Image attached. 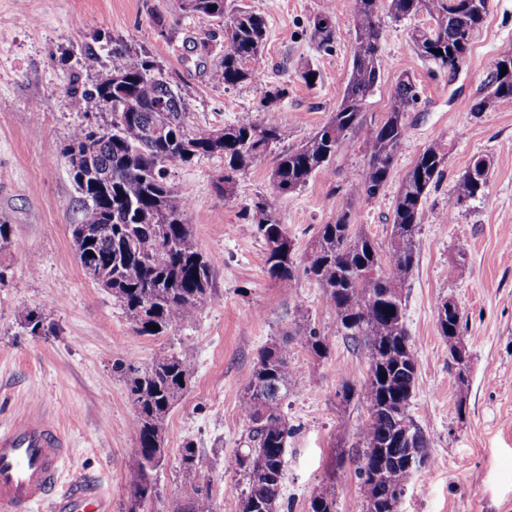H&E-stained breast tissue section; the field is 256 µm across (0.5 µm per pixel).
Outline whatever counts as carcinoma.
I'll return each mask as SVG.
<instances>
[{
	"mask_svg": "<svg viewBox=\"0 0 512 512\" xmlns=\"http://www.w3.org/2000/svg\"><path fill=\"white\" fill-rule=\"evenodd\" d=\"M228 0H180L183 12L224 26V56L211 71L218 85L233 87L254 77L248 64L258 59L267 42L264 15L227 9ZM387 6L396 20L420 13L432 27L415 33L409 47L441 69L448 60L467 61L470 41L489 14L490 0H350L355 34L352 69L342 99L330 120L299 147L278 155L271 172L276 197L254 202L249 220L264 243L270 278L284 286L294 280L293 242L281 224L276 198L306 185L317 172H328L337 148L348 135L365 131L367 167L351 180L349 193L369 201L379 197L392 175L398 151L409 129V112L419 91L410 76L400 79L389 111L379 121H367V99L381 79L384 37L379 13ZM311 39L320 50L336 43L334 12L313 19ZM486 94L471 111L482 112L497 102L512 101V73L495 68ZM91 97L105 111L104 124L74 128L64 148L71 176L80 194L83 217L72 225L81 267L91 264L94 282L105 287L124 308L143 336H158L170 326L194 321L210 299L214 274L198 248L192 225L186 221L188 195L168 181L169 172L200 157L224 158L217 192L227 195L237 178L262 161L281 140L272 121L242 119L217 130L190 128L186 104L169 75L149 56L112 46L110 68ZM447 153L431 143L405 173L391 215L387 249L355 230L358 216L343 209L331 224L319 227L306 272L322 288L336 322L368 359L360 392L368 417L360 431L362 450L357 473L366 512H393L415 471L409 455L427 460L429 441L409 414L417 377V360L405 324L402 285L415 264L423 201L442 175ZM491 161L471 159L450 197V213L482 200L489 186ZM159 330H153V327ZM440 335L448 339L454 362L461 321L437 317ZM310 354L323 358L327 345L315 331L299 334ZM297 375L288 347L273 344L258 358L243 398V411L253 424L250 445L237 458L248 487L241 512H280L286 479L284 456L289 434L283 402ZM126 384L136 408L130 453L138 461L137 478L129 490V512H148L156 498L153 471L145 462L166 454L163 423L186 384L183 362L161 355L143 367L125 369ZM410 422V442L399 439V423ZM181 481L193 490L186 512H215L211 487L201 471L196 450L185 445L179 466ZM309 512H335L326 491L312 497Z\"/></svg>",
	"mask_w": 512,
	"mask_h": 512,
	"instance_id": "1",
	"label": "carcinoma"
}]
</instances>
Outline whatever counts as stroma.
<instances>
[{
  "label": "stroma",
  "instance_id": "stroma-1",
  "mask_svg": "<svg viewBox=\"0 0 512 512\" xmlns=\"http://www.w3.org/2000/svg\"><path fill=\"white\" fill-rule=\"evenodd\" d=\"M232 3L264 15L268 35L252 64L253 79L226 89L210 77L224 54L222 28L185 14L178 0H0V224L11 229V246L0 252V423L30 409L56 416L72 443L62 484L80 477L105 493L109 512H128L138 471L130 453L135 406L115 366L175 355L189 381L164 424L167 458L155 472L159 494L152 510L179 512L191 498L178 477L189 444L210 481L216 512H240L246 480L236 458L251 430L244 391L260 351L277 342L287 345L297 370L284 406L291 431L281 512H308L322 490L332 495L336 512H363L356 467L368 412L361 397L343 401L341 390L361 387L367 358L343 336L303 268L320 225L333 223L348 206L359 216L358 229L387 245L401 178L438 142L447 160L424 201L416 261L403 285L418 361L410 414L429 440L428 462L408 485L400 510L512 512V103L471 109L494 64L512 55V0H490L468 62L455 71L436 68L408 46L413 31L430 26L428 16H382L385 72L365 112L382 119L399 79L412 77L420 99L409 114L408 136L374 200L350 198L348 191L366 168L361 131L343 140L331 173H317L300 190L277 197L297 268L287 287L267 275L264 244L246 211L257 197L274 195L277 155L327 123L341 100L354 39L348 0ZM329 9L336 13L337 37L325 52L313 43L311 24ZM202 40L210 54L196 51ZM118 41L148 52L171 76L194 128L218 130L249 115L283 132L228 195L214 187L224 171L220 156L171 171L170 181L191 197L187 220L213 268L214 287L193 322L160 336L137 334L111 293L85 277L70 231L81 213L63 149L76 126L106 121L87 92L108 71ZM87 48L101 60L91 72L78 65ZM307 69L318 75L310 86L299 77ZM277 87L285 96L264 112L266 94ZM475 155L493 161L487 194L445 220L455 182ZM450 298L463 314L469 363L463 384L437 328V306ZM303 324L326 343L325 358L315 359L295 338Z\"/></svg>",
  "mask_w": 512,
  "mask_h": 512
}]
</instances>
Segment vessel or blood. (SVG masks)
Wrapping results in <instances>:
<instances>
[{
	"label": "vessel or blood",
	"instance_id": "b4317fda",
	"mask_svg": "<svg viewBox=\"0 0 512 512\" xmlns=\"http://www.w3.org/2000/svg\"><path fill=\"white\" fill-rule=\"evenodd\" d=\"M70 442L52 416L32 411L0 424V512H105L99 491L61 486Z\"/></svg>",
	"mask_w": 512,
	"mask_h": 512
}]
</instances>
